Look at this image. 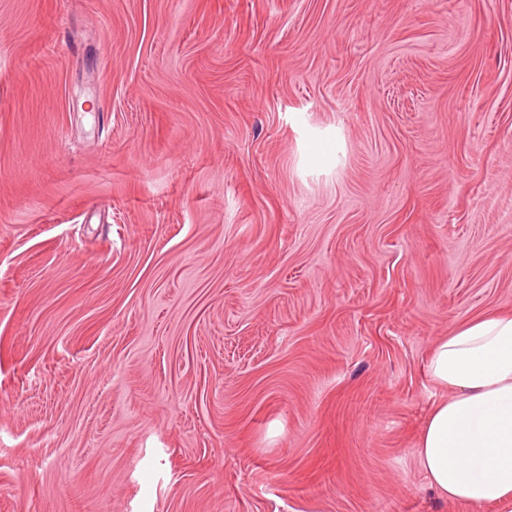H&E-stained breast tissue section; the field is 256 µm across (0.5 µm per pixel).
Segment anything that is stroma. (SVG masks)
<instances>
[{
    "label": "stroma",
    "instance_id": "stroma-1",
    "mask_svg": "<svg viewBox=\"0 0 512 512\" xmlns=\"http://www.w3.org/2000/svg\"><path fill=\"white\" fill-rule=\"evenodd\" d=\"M492 312L512 0H0V512H512L415 455Z\"/></svg>",
    "mask_w": 512,
    "mask_h": 512
}]
</instances>
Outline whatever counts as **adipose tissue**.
Returning <instances> with one entry per match:
<instances>
[{
  "label": "adipose tissue",
  "mask_w": 512,
  "mask_h": 512,
  "mask_svg": "<svg viewBox=\"0 0 512 512\" xmlns=\"http://www.w3.org/2000/svg\"><path fill=\"white\" fill-rule=\"evenodd\" d=\"M427 373L445 392L416 443L431 487L457 503L512 502V313L457 326L431 351Z\"/></svg>",
  "instance_id": "ef3b65f1"
}]
</instances>
